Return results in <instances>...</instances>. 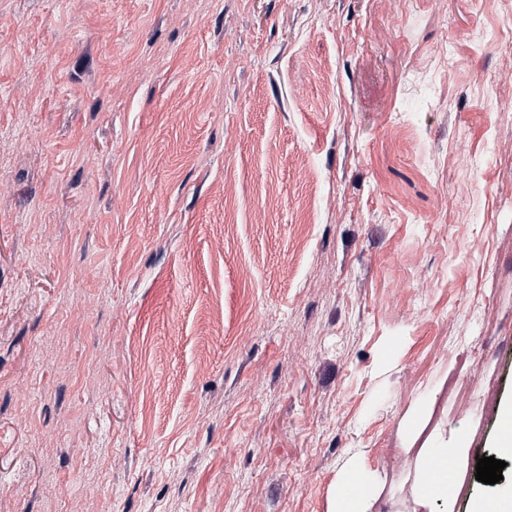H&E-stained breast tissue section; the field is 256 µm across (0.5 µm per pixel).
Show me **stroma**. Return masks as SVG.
<instances>
[{"instance_id": "1", "label": "stroma", "mask_w": 512, "mask_h": 512, "mask_svg": "<svg viewBox=\"0 0 512 512\" xmlns=\"http://www.w3.org/2000/svg\"><path fill=\"white\" fill-rule=\"evenodd\" d=\"M510 13L0 0V512L511 487ZM448 451L456 458L466 453L465 448H427L419 453L417 487L422 488L416 497L417 504L422 509L420 512H437L430 507L435 504L448 506L454 496L455 483L448 487V482L456 472V461ZM442 455L445 456L441 457ZM437 457H441L443 468L448 475L436 469ZM354 483V494L348 495L344 488ZM376 479L357 465H350L344 478L339 483L336 496L332 501L329 512H369L368 507L374 494Z\"/></svg>"}]
</instances>
